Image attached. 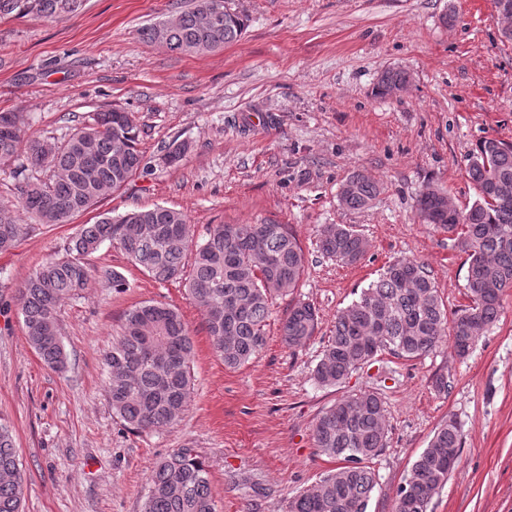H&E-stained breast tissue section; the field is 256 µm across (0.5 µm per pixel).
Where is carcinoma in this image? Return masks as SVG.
Here are the masks:
<instances>
[{"label": "carcinoma", "instance_id": "obj_1", "mask_svg": "<svg viewBox=\"0 0 512 512\" xmlns=\"http://www.w3.org/2000/svg\"><path fill=\"white\" fill-rule=\"evenodd\" d=\"M84 0H0V17L33 16L63 20L77 14ZM215 0H192L189 8L166 23L168 51L205 55L238 41L245 23L230 14L205 25L202 11ZM14 167L23 178L19 206L0 204V253L16 247L34 224H66L95 207L106 195L145 173L150 162L139 149L133 113L121 108L95 112L62 143L25 138V117L0 112V167ZM45 169L47 180L26 171ZM466 172L477 198L465 210H441L442 197L423 192L418 217L456 236L467 254L469 304L453 319L447 312L425 263L398 259L362 289L358 298L336 314L332 334L314 369L322 386L342 384L381 351L416 358L433 352L443 336L452 337L454 353L463 358L476 340L498 321L503 295L512 291V145L496 139L480 141L469 155ZM345 182L351 188L343 208H367L383 184L361 170ZM111 241L128 260L157 282L179 279L185 259L192 272L188 298L202 312L214 353L230 369L254 359L266 342L273 297L298 288L305 255L286 224H217L203 242L189 249L186 215L156 205L85 224L63 257L35 267L17 287L16 302L27 340L50 368L66 369L68 355L60 326L62 303L80 294L97 277L124 287L116 272L100 273L82 257ZM323 255L345 266L359 263L368 242L350 224H326L318 237ZM318 325L316 308L298 302L281 324L290 350L303 346ZM193 343L178 308L146 301L126 315L122 331L103 356L113 413L137 431H161L183 414L192 389ZM386 408L381 397L363 393L341 399L323 410L313 425L314 446L341 461L296 496L289 512H368L376 474L366 462L387 441ZM463 434L453 419L442 424L413 462L396 491L395 512H428L433 498L455 467L448 449L462 448ZM24 475L12 433L0 423V512H21ZM142 512H216L207 469L190 448H179L154 467Z\"/></svg>", "mask_w": 512, "mask_h": 512}]
</instances>
